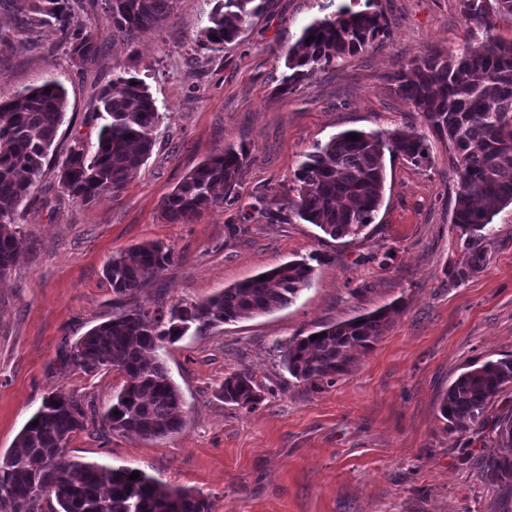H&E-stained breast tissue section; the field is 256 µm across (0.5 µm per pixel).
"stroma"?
<instances>
[{
	"label": "stroma",
	"instance_id": "obj_1",
	"mask_svg": "<svg viewBox=\"0 0 512 512\" xmlns=\"http://www.w3.org/2000/svg\"><path fill=\"white\" fill-rule=\"evenodd\" d=\"M375 2L389 38L288 92L285 54L329 0H264L216 53L198 47L215 0H174L162 25L133 38L113 32L104 0H71L99 45L80 64L53 29L29 32L0 11V101L49 79L67 93L52 159L15 215L22 249L0 278L1 453L44 397L64 392L89 417L66 455L192 490L210 512H512V488L488 483L482 467L500 448L512 388L466 429L439 413L467 364L512 355V205L492 221L485 266L460 282L467 250L452 223L448 146L438 139L426 163H387L383 203L358 237L332 239L288 203L269 204L270 188L288 185L305 154L341 131L423 129L390 76L425 52L480 44L460 0ZM119 76L142 79L165 118L126 188L83 203L61 188L57 164L74 144L95 151L98 96ZM228 144L248 150L230 203L169 222L163 199ZM149 242L171 248L173 263L116 299L105 265ZM315 253L325 262L288 305L161 349L184 401L175 434L145 440L103 428L99 414L124 374L61 365L76 340L122 310L199 301ZM395 301L401 313L334 386L312 391L282 367L277 344ZM232 372L261 385L255 409L219 397Z\"/></svg>",
	"mask_w": 512,
	"mask_h": 512
}]
</instances>
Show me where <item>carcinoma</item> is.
I'll return each instance as SVG.
<instances>
[{
	"label": "carcinoma",
	"instance_id": "carcinoma-1",
	"mask_svg": "<svg viewBox=\"0 0 512 512\" xmlns=\"http://www.w3.org/2000/svg\"><path fill=\"white\" fill-rule=\"evenodd\" d=\"M112 28L132 37L160 25L174 0H106ZM349 0L314 19L289 48L282 90L316 77L341 58L353 57L389 34L379 10L359 9ZM461 12L482 34L481 48L464 46L446 57L426 54L394 74L396 94L423 118L428 133L417 129L392 132L348 130L318 143L305 154L291 180V205L305 222L333 239L360 235L378 211L384 192L385 154L419 164L429 159L428 136L448 143L457 191L452 224L470 249L467 266L455 272L459 281L486 264L484 243L493 217L512 205V42L494 38L501 16L512 17V0H460ZM26 29L52 27L69 45L79 63L97 54L91 34L80 30L70 0H0ZM262 0H216L202 32L199 48L219 51L234 42L250 19L259 15ZM99 102L106 123L90 154L76 144L58 167L61 188L90 203L118 192L137 174L154 146L162 121L145 82L119 77ZM67 107L57 82L20 92L0 104V276L14 264L22 238L13 228L21 203L43 174ZM357 134L354 140L348 139ZM246 149L228 145L188 173L165 198L162 210L171 222L182 221L224 204L246 161ZM173 261L171 249L144 243L112 258L105 276L112 292L129 297ZM314 274L310 261L294 260L228 286L194 303L163 311L137 306L91 329L71 347L68 363L85 371L112 367L126 376L116 401L104 412L101 425L112 432L155 439L182 427L183 398L158 354L163 343L200 333L220 323L253 318L292 302ZM396 303L335 325L311 336H294L283 346L288 373L313 391L336 384L355 361L354 352L378 342ZM512 388V357L474 361L449 386L439 407L444 420L465 429L482 421L489 404ZM218 394L226 403L252 410L263 401L252 375L232 372ZM87 415L71 393H52L0 454V512H209L208 501L187 489L171 488L144 473L82 462L65 455L74 434L86 429ZM485 479L499 485L512 481V453L483 457Z\"/></svg>",
	"mask_w": 512,
	"mask_h": 512
}]
</instances>
